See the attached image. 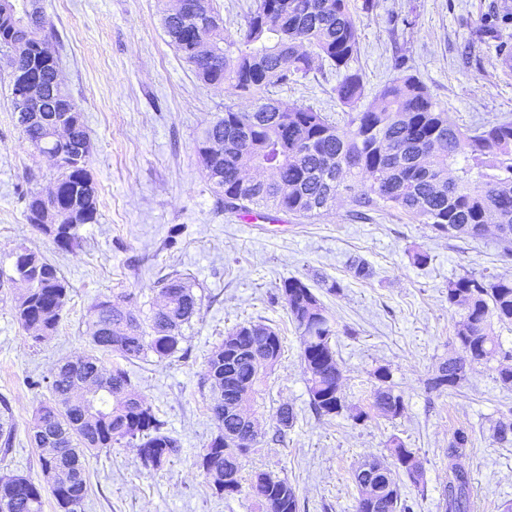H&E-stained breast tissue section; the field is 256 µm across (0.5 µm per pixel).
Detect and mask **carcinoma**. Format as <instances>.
Here are the masks:
<instances>
[{
	"label": "carcinoma",
	"mask_w": 512,
	"mask_h": 512,
	"mask_svg": "<svg viewBox=\"0 0 512 512\" xmlns=\"http://www.w3.org/2000/svg\"><path fill=\"white\" fill-rule=\"evenodd\" d=\"M33 6L27 39L12 30L8 12L16 3ZM353 0H256L236 38L224 26H207L188 8L162 11V26L170 43L196 77L208 86L230 87L239 96L258 98L248 112L231 106L207 125L197 152L207 179L224 211L248 218L266 208L293 216L318 215L331 207L341 191L350 193L355 214L383 204L404 211L422 224L454 237L478 239L495 227L503 251L512 253V122L497 121L475 130L456 125L440 109L425 84L406 73L398 62L396 74L369 102L362 75L351 67L358 53ZM54 37L35 0H0V48L11 54L13 71L33 68L43 41ZM336 70L339 101L350 109L345 126L332 123L311 106H294L276 98L273 89L294 83L324 66ZM32 114L18 119L21 130L38 152L59 156L56 179L61 194L51 204L56 223L41 224L36 215L44 206L38 193L28 196L25 217L52 238L57 249L70 252L78 230L98 221V191L88 167H70L72 158L91 156L82 113H70L75 130L61 140L44 133ZM249 169L271 171L254 186L241 185ZM27 284L15 303L20 326L32 330L41 343L56 331L68 299V285L57 266L38 252L22 247L13 253L12 275L0 281ZM162 303L142 316L129 307L126 296H113L91 305L84 335L93 349L128 362L151 355L163 360L181 350L182 328L200 312V299L188 278L174 271L158 281ZM278 299L300 335L301 361L308 374L309 406L318 416H334L348 409L342 373L332 338L336 324L320 297L299 278L283 280ZM448 304L460 310L452 348L427 382L430 393H452L466 377V365L456 356L465 353L480 363L501 355L492 337L493 323L512 325V272L487 277L470 273L448 282ZM282 341L263 323H243L227 331L206 362L204 379L211 392L210 410L216 434L199 455L198 465L210 489L229 499L242 491V457L249 449L224 447V431L241 421L231 406L252 410L264 373L279 363ZM269 359L259 369L256 358ZM377 387L371 411L386 418L400 416L404 397L391 384L390 371H374ZM50 397L36 410L31 439L41 449V471H61L64 478L49 488L30 477L7 471L0 474V512H41L49 491L58 512H82L87 494V457L125 444L136 451L146 470L164 467L182 453L181 442L135 389L129 373L107 368L96 354L84 362L64 359L49 382ZM15 419L9 402L0 399V460L12 451ZM471 444L464 430L454 433L448 447V487L444 512H468L470 478L453 463ZM389 462L365 461L352 473L358 490L355 512H412L403 485L421 490L425 468L417 451L399 439L391 440ZM385 470L376 499H363L370 473ZM250 487L265 512H300L295 488L286 479L256 471Z\"/></svg>",
	"instance_id": "obj_1"
}]
</instances>
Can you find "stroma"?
<instances>
[{"instance_id":"35a3bbf8","label":"stroma","mask_w":512,"mask_h":512,"mask_svg":"<svg viewBox=\"0 0 512 512\" xmlns=\"http://www.w3.org/2000/svg\"><path fill=\"white\" fill-rule=\"evenodd\" d=\"M493 3L512 6V0H375L373 9L356 10L355 67L367 94L394 75L401 57L460 127L512 121V71L500 59L501 51L512 49V17L499 15L498 39L474 38ZM42 4L57 35L61 80L91 140L99 215L97 223L81 227L70 252L27 223L28 194L47 191L56 169L22 133L8 57L0 51V267L10 268L15 249L25 246L56 264L70 286L56 333L37 346L13 316L17 288L0 287V398L9 400L16 422L15 444L0 470L41 480L30 421L49 395L57 363L89 352V307L122 293L132 307L149 309L159 278L177 271L201 299L181 351L163 360L125 363L106 354L102 361L124 366L184 453L155 471L141 468L134 449L123 444L91 455L82 512H262L250 487L229 500L214 495L196 465L216 432L203 384L206 361L225 331L250 321L276 328L283 350L257 402L258 444L243 460L244 473L288 479L300 512H354L353 470L366 458L387 456L397 438L417 451L427 471L424 489L405 490L413 512H444L448 442L463 428L472 436L460 458L471 476L470 512H512V446L493 439L498 422H512V390L496 382L493 363L473 365L452 395L425 391L459 319L448 305L449 281L470 272L512 271L495 233L480 240L441 235L388 207L358 219L345 195L308 218L284 215L272 223L225 214L216 207L197 140L225 106L249 111L254 101L196 78L168 42L158 0ZM336 82V73L317 72L275 94L313 106L342 126L348 109L336 98ZM419 250L430 254L427 265L413 264ZM358 261L370 267L369 278L355 277ZM289 277L309 284L336 322L348 403L369 406L373 372L383 366L405 398L401 416L358 424L345 413L318 417L310 411L299 335L276 298ZM332 281L340 293H327ZM283 404L296 413L284 432L277 421Z\"/></svg>"}]
</instances>
